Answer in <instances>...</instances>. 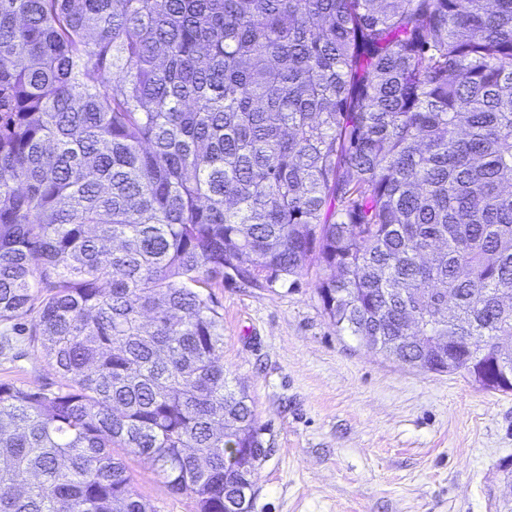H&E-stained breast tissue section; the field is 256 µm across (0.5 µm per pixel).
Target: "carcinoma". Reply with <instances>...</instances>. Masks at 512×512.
Here are the masks:
<instances>
[{"label": "carcinoma", "instance_id": "cac0c4a2", "mask_svg": "<svg viewBox=\"0 0 512 512\" xmlns=\"http://www.w3.org/2000/svg\"><path fill=\"white\" fill-rule=\"evenodd\" d=\"M336 331L512 392V0H0V512H249L212 289L311 265ZM12 349L1 352L0 381L11 380L25 386L40 387L46 383L55 386L60 376L55 368L32 347L27 336H11ZM125 461L136 491L154 506L156 512H194L192 499L169 493L149 464L134 456H126Z\"/></svg>", "mask_w": 512, "mask_h": 512}]
</instances>
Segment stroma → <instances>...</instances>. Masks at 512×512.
I'll return each instance as SVG.
<instances>
[{
    "mask_svg": "<svg viewBox=\"0 0 512 512\" xmlns=\"http://www.w3.org/2000/svg\"><path fill=\"white\" fill-rule=\"evenodd\" d=\"M325 269L266 288L225 281L224 370L263 440L253 512H512V392L437 375L338 335L316 294ZM59 383L16 336L0 381ZM126 464L156 512H194L142 459Z\"/></svg>",
    "mask_w": 512,
    "mask_h": 512,
    "instance_id": "obj_1",
    "label": "stroma"
}]
</instances>
